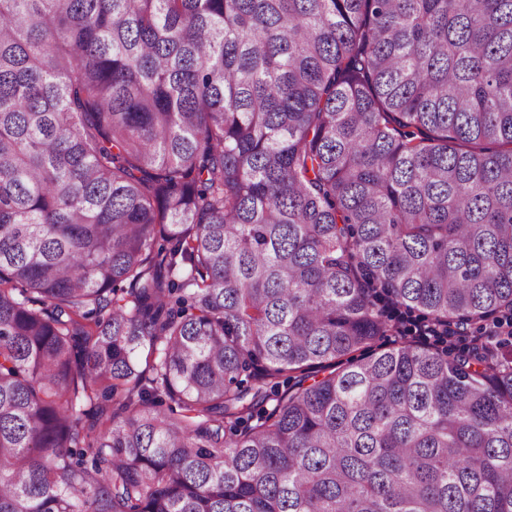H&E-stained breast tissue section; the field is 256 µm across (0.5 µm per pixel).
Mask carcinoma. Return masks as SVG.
<instances>
[{
	"label": "carcinoma",
	"instance_id": "1",
	"mask_svg": "<svg viewBox=\"0 0 512 512\" xmlns=\"http://www.w3.org/2000/svg\"><path fill=\"white\" fill-rule=\"evenodd\" d=\"M499 316L512 0H0V512H512Z\"/></svg>",
	"mask_w": 512,
	"mask_h": 512
}]
</instances>
